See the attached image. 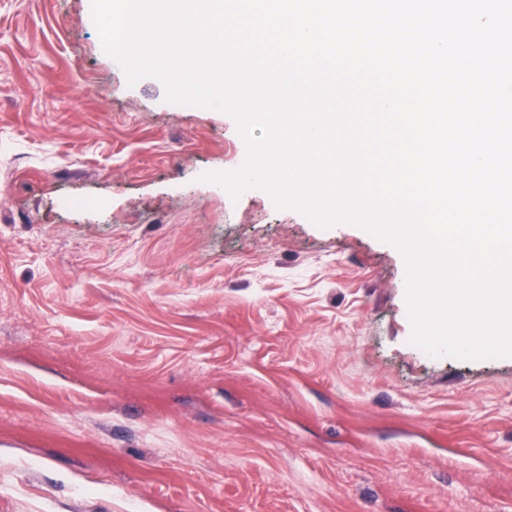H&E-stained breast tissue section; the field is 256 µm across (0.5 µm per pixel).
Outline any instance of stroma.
Wrapping results in <instances>:
<instances>
[{
  "label": "stroma",
  "instance_id": "1",
  "mask_svg": "<svg viewBox=\"0 0 512 512\" xmlns=\"http://www.w3.org/2000/svg\"><path fill=\"white\" fill-rule=\"evenodd\" d=\"M247 157L92 0H0V512H512V358L415 345L394 244L204 181Z\"/></svg>",
  "mask_w": 512,
  "mask_h": 512
}]
</instances>
